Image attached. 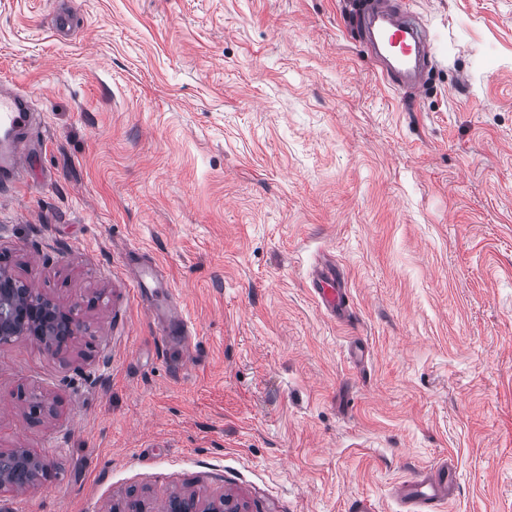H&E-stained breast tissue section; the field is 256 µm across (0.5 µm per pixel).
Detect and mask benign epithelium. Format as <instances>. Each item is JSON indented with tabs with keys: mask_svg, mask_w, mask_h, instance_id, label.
Here are the masks:
<instances>
[{
	"mask_svg": "<svg viewBox=\"0 0 512 512\" xmlns=\"http://www.w3.org/2000/svg\"><path fill=\"white\" fill-rule=\"evenodd\" d=\"M80 332L73 309L66 308L0 265V347L27 337L55 352ZM45 457L30 448L0 449V491L24 492L36 486ZM164 512H238L229 498L201 506L194 494L172 495Z\"/></svg>",
	"mask_w": 512,
	"mask_h": 512,
	"instance_id": "benign-epithelium-1",
	"label": "benign epithelium"
}]
</instances>
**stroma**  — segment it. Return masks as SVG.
Instances as JSON below:
<instances>
[{
    "instance_id": "1",
    "label": "stroma",
    "mask_w": 512,
    "mask_h": 512,
    "mask_svg": "<svg viewBox=\"0 0 512 512\" xmlns=\"http://www.w3.org/2000/svg\"><path fill=\"white\" fill-rule=\"evenodd\" d=\"M408 4L435 46L414 98L346 0H0V82L38 114L0 252L82 321L55 355L0 347V448L51 464L0 505L400 512L448 459L445 512H512V0ZM313 281L320 305L333 317L344 316L350 307L349 296L336 265L321 266ZM166 512H237L238 506L230 498L220 497L211 501L202 509L199 499L194 494L172 495L168 498Z\"/></svg>"
}]
</instances>
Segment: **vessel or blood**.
<instances>
[{"instance_id": "obj_1", "label": "vessel or blood", "mask_w": 512, "mask_h": 512, "mask_svg": "<svg viewBox=\"0 0 512 512\" xmlns=\"http://www.w3.org/2000/svg\"><path fill=\"white\" fill-rule=\"evenodd\" d=\"M349 29L365 33L388 85L411 93L424 87L422 67L435 49L429 34L419 26L406 0H350ZM36 129L28 96L18 88H0V132L10 135L0 142V191L10 192L23 177L28 162L27 141ZM314 290L319 303L332 316H344L349 308L345 283L335 266H321L315 273ZM457 483V472L444 462L422 476L402 482L397 499L405 512H443Z\"/></svg>"}]
</instances>
